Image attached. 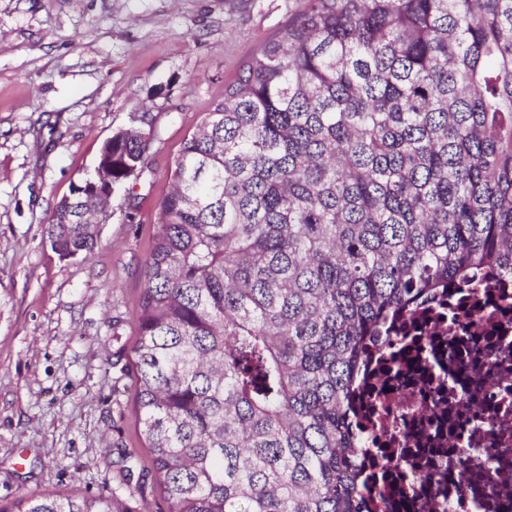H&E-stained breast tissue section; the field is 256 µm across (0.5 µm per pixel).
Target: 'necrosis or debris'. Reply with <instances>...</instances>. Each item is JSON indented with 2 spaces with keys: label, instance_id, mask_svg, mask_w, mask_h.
Returning a JSON list of instances; mask_svg holds the SVG:
<instances>
[{
  "label": "necrosis or debris",
  "instance_id": "4bbe7bcc",
  "mask_svg": "<svg viewBox=\"0 0 512 512\" xmlns=\"http://www.w3.org/2000/svg\"><path fill=\"white\" fill-rule=\"evenodd\" d=\"M351 408L366 512H512V286L452 288L397 322Z\"/></svg>",
  "mask_w": 512,
  "mask_h": 512
}]
</instances>
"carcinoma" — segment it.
<instances>
[{
    "instance_id": "cac0c4a2",
    "label": "carcinoma",
    "mask_w": 512,
    "mask_h": 512,
    "mask_svg": "<svg viewBox=\"0 0 512 512\" xmlns=\"http://www.w3.org/2000/svg\"><path fill=\"white\" fill-rule=\"evenodd\" d=\"M150 134L100 165L116 192ZM132 348L169 512H362L346 414L391 324L456 282L512 281V0H303L174 159ZM80 180L44 234L97 246ZM0 512H118L20 497Z\"/></svg>"
}]
</instances>
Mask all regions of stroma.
<instances>
[{"label":"stroma","instance_id":"stroma-1","mask_svg":"<svg viewBox=\"0 0 512 512\" xmlns=\"http://www.w3.org/2000/svg\"><path fill=\"white\" fill-rule=\"evenodd\" d=\"M300 6L0 0V505L77 493L169 512L137 423L144 261L185 137ZM121 130L152 133L144 171L94 252L61 258L47 219Z\"/></svg>","mask_w":512,"mask_h":512}]
</instances>
